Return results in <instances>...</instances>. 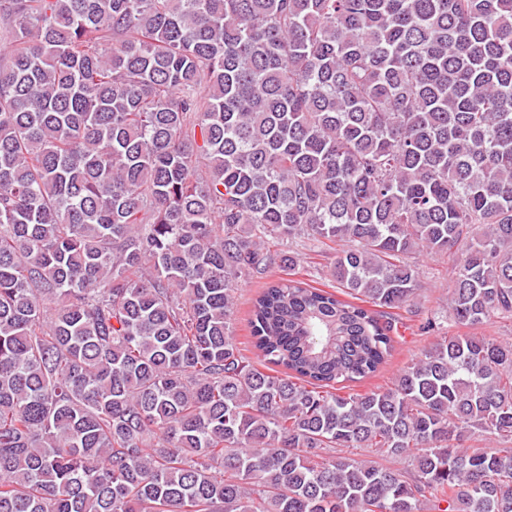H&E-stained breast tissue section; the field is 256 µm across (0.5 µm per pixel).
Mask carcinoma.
<instances>
[{"label": "carcinoma", "mask_w": 512, "mask_h": 512, "mask_svg": "<svg viewBox=\"0 0 512 512\" xmlns=\"http://www.w3.org/2000/svg\"><path fill=\"white\" fill-rule=\"evenodd\" d=\"M424 253L512 319V0H0V512H512L511 341L340 394ZM300 253L302 254L300 263L295 269V272L298 273L296 278L300 279H318V281L328 282L331 280L328 275V270L331 262L334 259L335 251H327L323 255H318L317 253L310 252L305 249H300ZM321 278L322 280H320ZM252 282L240 286L237 292V300L233 309L232 326L236 342L240 347H248L251 349V333H250V300L260 290L262 283Z\"/></svg>", "instance_id": "cac0c4a2"}]
</instances>
